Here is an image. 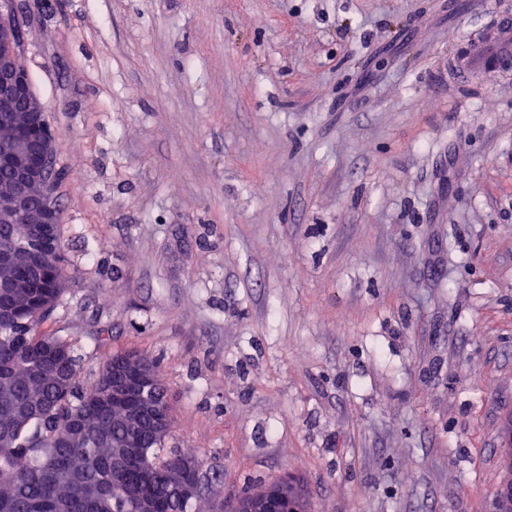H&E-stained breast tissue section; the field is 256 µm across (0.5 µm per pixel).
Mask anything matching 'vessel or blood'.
<instances>
[{
	"instance_id": "b4317fda",
	"label": "vessel or blood",
	"mask_w": 512,
	"mask_h": 512,
	"mask_svg": "<svg viewBox=\"0 0 512 512\" xmlns=\"http://www.w3.org/2000/svg\"><path fill=\"white\" fill-rule=\"evenodd\" d=\"M472 60L497 69L512 68V15L491 17L481 33L457 51L456 67L460 75H468V63Z\"/></svg>"
}]
</instances>
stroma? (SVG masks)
Segmentation results:
<instances>
[{
  "label": "stroma",
  "mask_w": 512,
  "mask_h": 512,
  "mask_svg": "<svg viewBox=\"0 0 512 512\" xmlns=\"http://www.w3.org/2000/svg\"><path fill=\"white\" fill-rule=\"evenodd\" d=\"M85 370L157 361L215 512H496L512 454V71L495 0H18ZM477 60L493 69L512 68V17L509 10L491 17L481 33L468 39L456 53V67L461 76L469 73L468 62ZM264 492L269 496L283 495L289 498L286 501L288 512H308L309 503L305 494L288 479H280L266 486Z\"/></svg>",
  "instance_id": "1"
}]
</instances>
